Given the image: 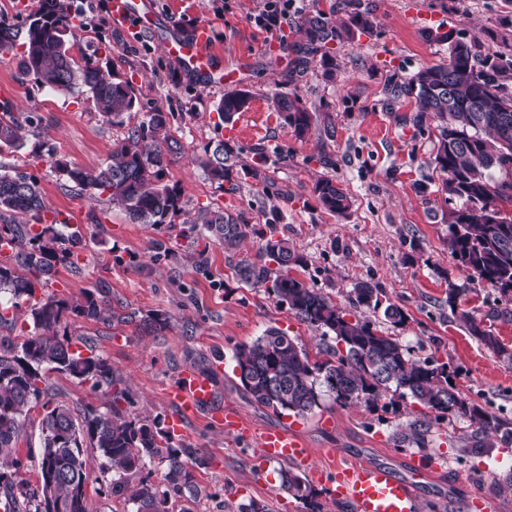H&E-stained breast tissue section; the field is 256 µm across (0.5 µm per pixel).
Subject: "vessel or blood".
Returning <instances> with one entry per match:
<instances>
[{"label": "vessel or blood", "mask_w": 512, "mask_h": 512, "mask_svg": "<svg viewBox=\"0 0 512 512\" xmlns=\"http://www.w3.org/2000/svg\"><path fill=\"white\" fill-rule=\"evenodd\" d=\"M112 22L132 30H151L157 18L146 0H108ZM166 52L176 58L184 70L204 77L214 86L224 82L221 54L215 49L213 35L206 23L195 25L190 33L172 31L163 41ZM172 396L181 406L183 416L211 413L223 421L226 429L242 427L240 416L233 411L216 412L215 391L209 378L192 370L183 371L176 381ZM256 453L273 462L307 470L314 479H327L332 495L347 502L352 512H415L414 482L426 478L427 467L415 466L412 479L397 477L390 467L377 463L340 464L323 475L317 463L318 453L296 430L285 427L250 433Z\"/></svg>", "instance_id": "vessel-or-blood-1"}]
</instances>
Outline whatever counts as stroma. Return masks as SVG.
<instances>
[{
    "label": "stroma",
    "mask_w": 512,
    "mask_h": 512,
    "mask_svg": "<svg viewBox=\"0 0 512 512\" xmlns=\"http://www.w3.org/2000/svg\"><path fill=\"white\" fill-rule=\"evenodd\" d=\"M148 3L158 17L157 32L131 34L114 27L105 12H93L87 14L80 40L71 49L74 59L91 58L131 80L140 102L132 122L142 121L149 112L172 113L175 136L190 151L227 138L217 107L226 89L247 87L254 99L247 111L236 115L242 131L228 138L229 144L244 163L263 145L278 154L266 172L268 184L251 182L234 194L207 180L188 158L176 159L168 180L181 187L186 205L171 223L156 227L131 223L109 201H91L78 188L65 185L46 158L33 154L37 129H29L27 147L0 149V165L37 177L50 215L65 221L68 230L80 231L85 242L75 265H58L46 294L78 299L102 284L120 316L109 325L70 320V334L109 359L129 392L126 409L131 415L168 426L179 412L169 393L180 373L208 369L220 404L238 411L252 428L288 427L317 451H333L346 463L387 464L402 477L409 476L416 462L439 461V468L415 485L416 512H468V501L479 492L491 500L493 512H512V495L499 490L512 475V441L498 443L484 455H465L458 444L449 443L443 423L436 426L430 448L400 450L394 448L392 434L420 417V405L407 403L395 413L362 403L342 407L327 399L307 415L279 416L254 404L234 369L238 346L270 327L298 337L313 359L326 342L265 289L247 288L235 280L233 268L240 256L256 257L258 234L235 254L189 232L203 205L241 215L258 233L278 221L304 259L292 276L322 290L341 307L348 304L353 282H371L380 289L383 303L401 307L408 321L392 326L379 310L366 311V318L398 336L416 357L447 364L467 402L512 423V363L470 335L448 305V288H462L459 307L493 326L510 350L512 302L462 273L448 250L449 203L433 166L437 120L414 125L415 98L388 101L390 84L447 56V45L427 40L426 31L451 30L488 41L512 22V6L504 0H362L378 26L373 35L338 46L340 69L328 80L316 68L290 76L287 50H272L268 34L252 21L264 0ZM194 21L210 25L215 48L232 73L223 85L211 86L182 73L163 48V34L187 29ZM277 92L299 94L312 108L314 124L308 135L296 136L278 119L269 103ZM3 107L42 118L58 155L84 168L103 163L126 132L103 119L86 89L53 92L34 75L21 73L11 50L0 51ZM322 177L336 180L351 196L346 215L330 214L318 205L313 185ZM158 240L164 249H155ZM201 250L206 253L202 260L197 257ZM133 254L141 266H129ZM128 314L134 315V322H125ZM159 315L167 319L164 328L143 329L142 320ZM44 385L41 402L29 412L19 439L23 475L33 483L41 469L43 403H62L77 413L112 401L90 383L58 372L47 373ZM180 441L207 459L206 467L196 473L203 493L194 512H236L238 504L249 499L266 504L270 512H308L281 490L280 463L257 457L247 436L201 414L186 421ZM111 478L100 453L89 451L86 492L94 512H132L124 500L104 495Z\"/></svg>",
    "instance_id": "obj_1"
}]
</instances>
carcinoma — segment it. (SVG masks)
Returning a JSON list of instances; mask_svg holds the SVG:
<instances>
[{
	"label": "carcinoma",
	"mask_w": 512,
	"mask_h": 512,
	"mask_svg": "<svg viewBox=\"0 0 512 512\" xmlns=\"http://www.w3.org/2000/svg\"><path fill=\"white\" fill-rule=\"evenodd\" d=\"M346 15L338 23L334 16ZM376 27L375 16L362 6V0H331L329 10L317 8L304 14L297 23L302 38L293 44L294 70L314 65L326 79L332 78L339 63L334 45L370 36ZM79 26L73 23L66 0H41L37 12L29 17L25 51L19 61L24 74H32L53 91L87 88L97 110L114 125L131 118L138 104L137 92L127 80L114 72L103 71L86 60L80 64L70 54ZM448 44L446 59L418 70L409 80L390 85L391 100L415 96L416 123L431 116L439 121V145L434 169L443 176L442 191L460 205L448 210V243L451 255L464 271L484 280L500 297L512 301V216L504 215L498 202L512 200V181L497 179L495 170L512 169V28L497 37L490 49L475 36L455 39L450 33L434 35ZM251 90L235 87L224 93L218 117L226 124L236 114L249 109ZM274 111L302 137L311 129L313 111L295 94L272 95ZM479 112H473V108ZM169 112H149L145 120L128 128L115 143L112 155L95 168H83L56 157L55 147L46 138L50 128L41 127L43 141L35 154H47L54 170L66 181L93 198L107 196L122 208L134 224L158 226L184 209L182 189L165 182L171 158L187 151L174 136ZM8 109L0 113V145L14 150L25 146L24 124ZM270 151L259 149L252 162L238 164L234 149L222 140L192 154L206 178L236 192L252 179L267 182L265 172ZM313 193L321 207L337 216L345 215L352 199L339 183L321 178ZM43 196L38 180L23 172L0 169V244L12 253L0 260V291L28 302L33 332L22 343L0 337V505L3 512H49L45 505L46 483H52L53 504L61 512H90L85 490L86 456L96 449L106 459L109 470L119 478L103 493L127 499L135 512H170L172 499L186 502L182 512L200 495L196 470L207 465L205 457L174 441L155 422L123 415L112 408H85L76 418L70 407L57 404L44 408L40 421L43 443L41 481L32 486L14 479L21 469L17 442L31 405L37 402L45 380L42 367L67 374L93 388L112 391L116 375L112 365L94 349L83 354L68 334V318L90 321H133L121 316L99 290L84 292L82 298L65 299L54 295L37 297V291L56 273L59 262L75 264L74 256L85 246L77 233L66 234L55 224L44 223ZM31 218L28 224H8L6 214ZM235 252L247 238L258 234L255 225L224 208L202 206L191 229ZM264 244L259 255L240 259L234 267L236 280L249 288H264L277 302L288 307L303 323L331 337L334 344L324 350V358L311 361L298 339L270 327L249 344L236 348L235 368L242 388L254 403L276 413L304 416L321 406L325 397L347 407L357 403L376 405L389 398L393 412L399 402L411 400L425 412L392 435L396 447L427 448L433 442V420H448L453 425L463 418L471 428L461 452L480 453L497 442L512 439V428L475 404L461 398L448 367L435 359H417L412 349L376 323L360 318L336 305L321 291L289 273L290 267L304 263L278 225H266L261 233ZM380 290L360 280L348 291L353 308L376 310ZM458 319L471 335L488 349L512 362V352L493 332L465 310ZM163 466L159 481L143 472L153 464ZM140 476L135 488L124 480ZM281 488L307 506L309 512H323L317 493L300 474L285 470Z\"/></svg>",
	"instance_id": "cac0c4a2"
}]
</instances>
